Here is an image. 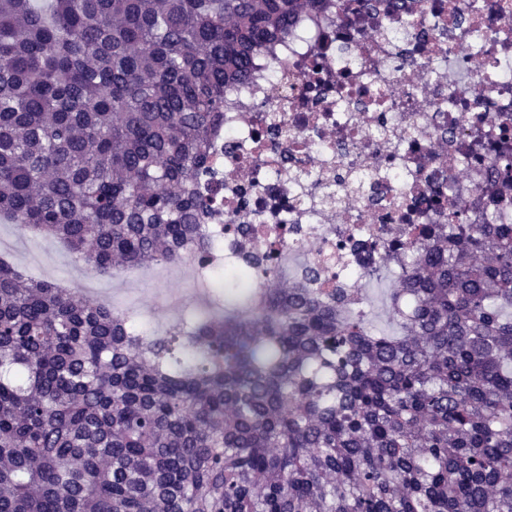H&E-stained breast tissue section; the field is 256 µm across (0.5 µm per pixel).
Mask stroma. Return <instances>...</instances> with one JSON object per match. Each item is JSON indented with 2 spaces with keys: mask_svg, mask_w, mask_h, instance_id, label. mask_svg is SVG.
I'll return each mask as SVG.
<instances>
[{
  "mask_svg": "<svg viewBox=\"0 0 512 512\" xmlns=\"http://www.w3.org/2000/svg\"><path fill=\"white\" fill-rule=\"evenodd\" d=\"M0 256L14 263L29 276L74 289L84 296L109 304L116 312H130L166 328L187 305L208 300L209 285L204 280H185L177 265H148L144 275L88 272L57 240L33 236L20 225L0 223ZM399 282L389 270L364 279L361 286L368 300L371 322L385 333L396 336L401 328L388 313V295Z\"/></svg>",
  "mask_w": 512,
  "mask_h": 512,
  "instance_id": "35a3bbf8",
  "label": "stroma"
}]
</instances>
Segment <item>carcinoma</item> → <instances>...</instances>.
Returning <instances> with one entry per match:
<instances>
[{
  "label": "carcinoma",
  "mask_w": 512,
  "mask_h": 512,
  "mask_svg": "<svg viewBox=\"0 0 512 512\" xmlns=\"http://www.w3.org/2000/svg\"><path fill=\"white\" fill-rule=\"evenodd\" d=\"M322 0H0V221L97 274L200 245L224 87ZM512 185V149L497 143ZM390 297L241 287L139 338L0 260V512H512V224H417ZM488 253L493 261L477 257Z\"/></svg>",
  "instance_id": "cac0c4a2"
}]
</instances>
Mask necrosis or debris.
Masks as SVG:
<instances>
[{
    "instance_id": "1",
    "label": "necrosis or debris",
    "mask_w": 512,
    "mask_h": 512,
    "mask_svg": "<svg viewBox=\"0 0 512 512\" xmlns=\"http://www.w3.org/2000/svg\"><path fill=\"white\" fill-rule=\"evenodd\" d=\"M457 4L349 0L305 16L226 89L210 275L231 264L228 223L246 228V249H294L356 288L350 239L384 245L439 223L433 192L450 211L512 222L488 157L512 119V0H478L460 27L442 24Z\"/></svg>"
}]
</instances>
